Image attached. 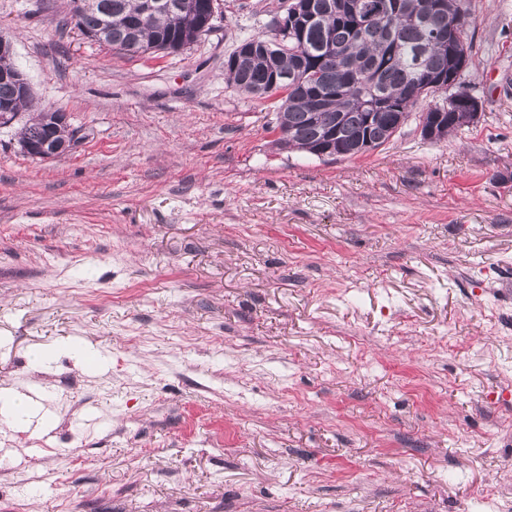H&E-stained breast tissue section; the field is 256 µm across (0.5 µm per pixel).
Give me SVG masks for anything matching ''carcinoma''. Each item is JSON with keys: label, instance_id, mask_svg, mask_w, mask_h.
Segmentation results:
<instances>
[{"label": "carcinoma", "instance_id": "cac0c4a2", "mask_svg": "<svg viewBox=\"0 0 512 512\" xmlns=\"http://www.w3.org/2000/svg\"><path fill=\"white\" fill-rule=\"evenodd\" d=\"M138 0H88L77 26L83 34L97 36V42L128 55L166 51L158 44L160 35L172 31L183 45L199 38L190 15L205 8L208 0H187L183 15L160 14L146 28H132L125 20L136 11ZM325 7L307 24L305 50L288 45L270 53L264 51L265 35H251L254 54L237 63L232 56L224 60V80L239 91L267 99L274 76L303 75L310 89L320 94L294 91L288 94L287 111L275 116L281 126L293 131L283 141L290 148L311 153V146L322 127L338 129L342 145L349 147L371 139L378 149L399 131L398 114L415 117L418 123L439 122L442 136L462 128L458 114L469 109L471 93H452L454 102L445 105L421 102L435 97L428 90L414 98V89L432 76L448 72L454 51L472 56L469 29L472 20L467 0H442L437 11L426 9L427 0H393L397 10L382 23L362 24V18L345 12L349 0H319ZM468 16L449 42L439 37L448 33V20L459 14ZM12 101L22 110L32 98L16 96V88L0 83V102ZM21 137L40 141L47 136L67 138L68 129L53 123L46 111L39 112L20 132Z\"/></svg>", "mask_w": 512, "mask_h": 512}]
</instances>
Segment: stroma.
Here are the masks:
<instances>
[{
	"instance_id": "stroma-1",
	"label": "stroma",
	"mask_w": 512,
	"mask_h": 512,
	"mask_svg": "<svg viewBox=\"0 0 512 512\" xmlns=\"http://www.w3.org/2000/svg\"><path fill=\"white\" fill-rule=\"evenodd\" d=\"M279 0L177 54L0 0L70 151L0 126V512H512V0H469L478 120L318 158L224 81ZM1 413L17 429H27L32 416V405L28 397L18 392L1 393Z\"/></svg>"
}]
</instances>
